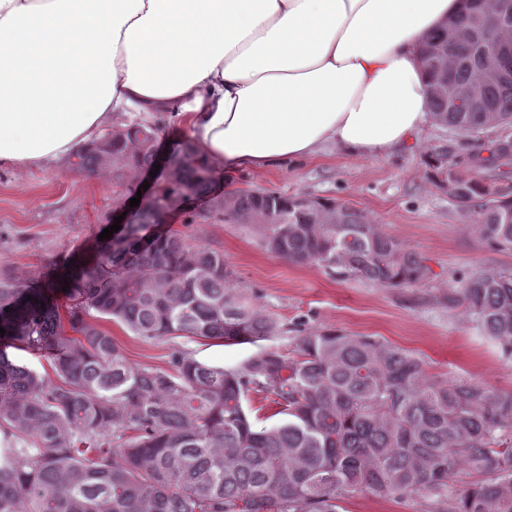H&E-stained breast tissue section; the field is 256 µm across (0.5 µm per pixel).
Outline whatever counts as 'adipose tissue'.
Instances as JSON below:
<instances>
[{
  "label": "adipose tissue",
  "mask_w": 512,
  "mask_h": 512,
  "mask_svg": "<svg viewBox=\"0 0 512 512\" xmlns=\"http://www.w3.org/2000/svg\"><path fill=\"white\" fill-rule=\"evenodd\" d=\"M466 0H0V166L51 169L136 111L215 170L332 144L383 156L430 118L419 45Z\"/></svg>",
  "instance_id": "obj_1"
}]
</instances>
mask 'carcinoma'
<instances>
[{
  "mask_svg": "<svg viewBox=\"0 0 512 512\" xmlns=\"http://www.w3.org/2000/svg\"><path fill=\"white\" fill-rule=\"evenodd\" d=\"M512 30V0H467L432 30L420 61L432 122L472 137L512 126V50L488 72L478 17ZM471 99L458 111L455 99ZM431 154L470 228L512 250V142L482 157ZM112 170L129 198L133 175L162 184L132 219L45 284L0 275V512H340L364 492L422 494L441 512H512V393L428 373L410 351L373 336L300 329L288 350L260 347L241 366L198 361L180 339L257 344L277 321L230 285L224 254L191 246L160 222L191 200L254 227L270 252L385 288L420 285L421 254L340 201L265 191L216 194L189 140L160 156L155 128H114L72 162ZM68 291H62L63 285ZM512 357V273L480 269L448 289V307ZM171 342L167 365L131 362L99 320ZM44 359L54 378L17 363ZM253 394L282 419L258 426ZM464 466L484 476L452 485Z\"/></svg>",
  "mask_w": 512,
  "mask_h": 512,
  "instance_id": "1",
  "label": "carcinoma"
}]
</instances>
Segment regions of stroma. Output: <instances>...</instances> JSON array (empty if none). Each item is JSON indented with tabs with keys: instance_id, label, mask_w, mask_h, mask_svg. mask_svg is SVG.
Here are the masks:
<instances>
[{
	"instance_id": "stroma-1",
	"label": "stroma",
	"mask_w": 512,
	"mask_h": 512,
	"mask_svg": "<svg viewBox=\"0 0 512 512\" xmlns=\"http://www.w3.org/2000/svg\"><path fill=\"white\" fill-rule=\"evenodd\" d=\"M462 138L426 124L402 146L382 157L347 155L335 146L309 161L263 172L225 173L217 192L259 190L348 203L365 212L386 234L421 253L432 270L422 285L384 288L359 278L341 279L316 266L294 265L266 251L249 226L210 216L200 202L170 213L168 229L193 245L223 253L232 285L253 306L275 317L281 332L268 347L288 349L296 329L371 335L412 351L432 374L488 384L512 392V357L480 332L463 309L449 308L448 290L470 272L512 271V251L490 249L469 232L476 213H462L448 199L429 155L451 146L470 149ZM124 187L112 173L76 174L58 169L0 168V273L50 279L73 255L89 253L103 225L128 211ZM102 328L136 364L165 366L169 342L143 341L122 324ZM199 361L237 367L255 353L251 344L223 346L188 342ZM344 512H432L423 495L380 499L369 494L343 502Z\"/></svg>"
}]
</instances>
